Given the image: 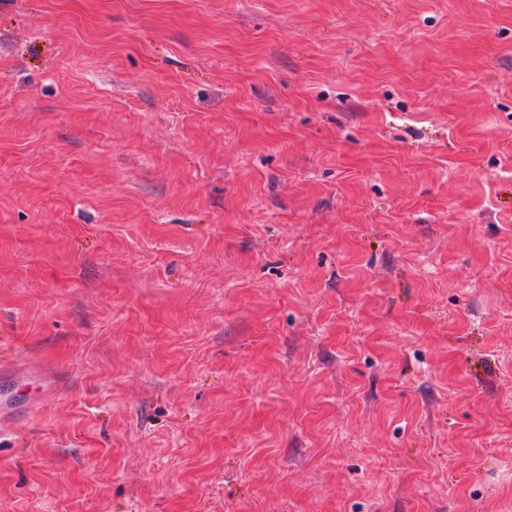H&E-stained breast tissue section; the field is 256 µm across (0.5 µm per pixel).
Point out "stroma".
<instances>
[{
  "label": "stroma",
  "mask_w": 512,
  "mask_h": 512,
  "mask_svg": "<svg viewBox=\"0 0 512 512\" xmlns=\"http://www.w3.org/2000/svg\"><path fill=\"white\" fill-rule=\"evenodd\" d=\"M0 512H512V0H0Z\"/></svg>",
  "instance_id": "obj_1"
}]
</instances>
